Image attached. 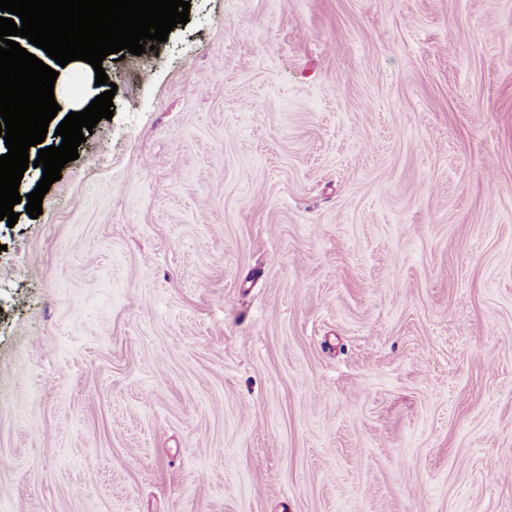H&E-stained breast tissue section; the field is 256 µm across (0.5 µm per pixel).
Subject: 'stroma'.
Masks as SVG:
<instances>
[{
	"label": "stroma",
	"mask_w": 512,
	"mask_h": 512,
	"mask_svg": "<svg viewBox=\"0 0 512 512\" xmlns=\"http://www.w3.org/2000/svg\"><path fill=\"white\" fill-rule=\"evenodd\" d=\"M102 66L0 221V512H512V0H190Z\"/></svg>",
	"instance_id": "1"
}]
</instances>
